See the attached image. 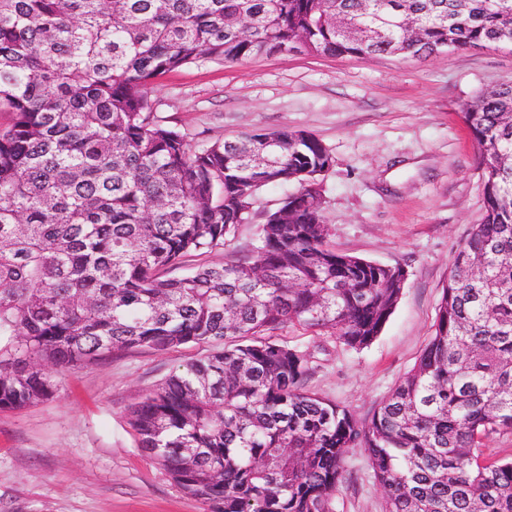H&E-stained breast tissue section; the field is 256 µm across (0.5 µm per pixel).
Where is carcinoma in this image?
Listing matches in <instances>:
<instances>
[{"label":"carcinoma","instance_id":"obj_1","mask_svg":"<svg viewBox=\"0 0 512 512\" xmlns=\"http://www.w3.org/2000/svg\"><path fill=\"white\" fill-rule=\"evenodd\" d=\"M295 42L318 56L512 43V0H0V411L114 353L206 345L128 413L140 451L205 512H333L355 448L385 512H512V460L482 450L512 433V82L465 113L484 217L426 347L361 424L303 388L309 354L275 335L297 324L366 348L406 282L330 247L314 203L328 150L288 128L192 148L148 95L183 66ZM255 222L246 253L177 273Z\"/></svg>","mask_w":512,"mask_h":512}]
</instances>
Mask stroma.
<instances>
[{
	"label": "stroma",
	"mask_w": 512,
	"mask_h": 512,
	"mask_svg": "<svg viewBox=\"0 0 512 512\" xmlns=\"http://www.w3.org/2000/svg\"><path fill=\"white\" fill-rule=\"evenodd\" d=\"M512 78V46L425 56L282 53L205 59L155 79L158 117L191 146L254 130L300 129L332 163L317 189L336 252L407 272L380 335L355 350L298 326L304 387L370 421L428 343L451 261L484 215L485 172L464 114ZM201 348L114 354L61 376L52 399L0 411V512H204L141 453L127 414ZM362 450L351 451L335 512H383Z\"/></svg>",
	"instance_id": "1"
}]
</instances>
